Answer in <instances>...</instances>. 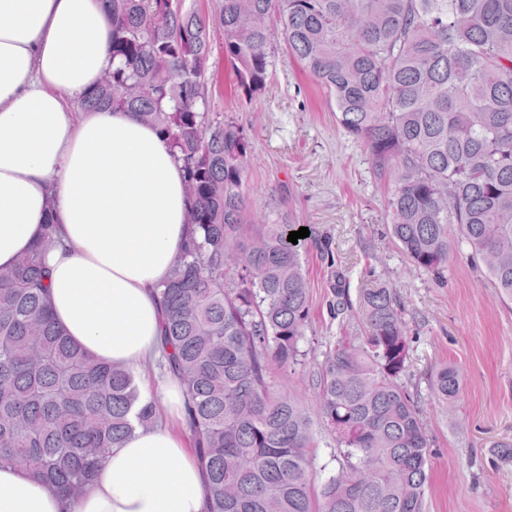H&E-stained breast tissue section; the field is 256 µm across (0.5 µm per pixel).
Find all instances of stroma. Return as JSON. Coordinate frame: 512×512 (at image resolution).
Wrapping results in <instances>:
<instances>
[{
	"mask_svg": "<svg viewBox=\"0 0 512 512\" xmlns=\"http://www.w3.org/2000/svg\"><path fill=\"white\" fill-rule=\"evenodd\" d=\"M266 88L237 96L221 48L211 56L208 110L234 118L249 138V217L270 210L330 236L333 260L315 247L302 254L314 309L295 368L276 366V388L315 410L313 382L328 342L361 335L362 289L395 288L410 330V366L403 382L423 411L431 439L426 512H512V301L502 299L466 249L454 251L443 278L415 269L391 236L385 187L365 148L337 125L331 105L284 44H276ZM351 307L333 309L335 279ZM460 374L462 392L449 407L431 395L442 365Z\"/></svg>",
	"mask_w": 512,
	"mask_h": 512,
	"instance_id": "35a3bbf8",
	"label": "stroma"
}]
</instances>
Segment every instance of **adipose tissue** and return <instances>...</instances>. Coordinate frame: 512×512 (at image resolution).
I'll list each match as a JSON object with an SVG mask.
<instances>
[{"label": "adipose tissue", "instance_id": "obj_1", "mask_svg": "<svg viewBox=\"0 0 512 512\" xmlns=\"http://www.w3.org/2000/svg\"><path fill=\"white\" fill-rule=\"evenodd\" d=\"M112 67L107 0H0V267L43 236L58 325L96 358L141 372L158 350L155 288L190 234L181 171L136 117L77 101ZM0 512H207L197 458L170 428L138 429L74 504L0 464Z\"/></svg>", "mask_w": 512, "mask_h": 512}]
</instances>
